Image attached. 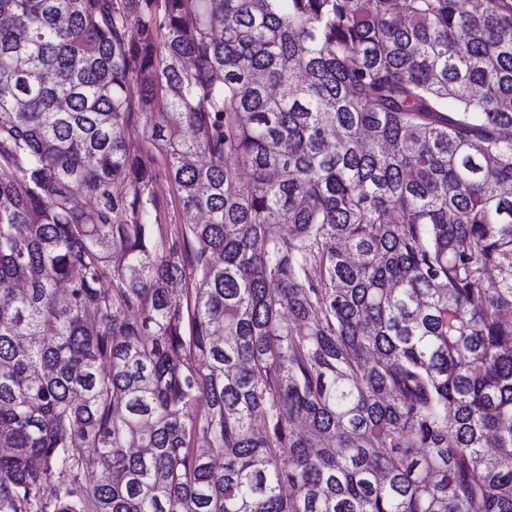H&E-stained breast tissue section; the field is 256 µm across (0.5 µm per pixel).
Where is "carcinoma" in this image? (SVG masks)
Listing matches in <instances>:
<instances>
[{
  "label": "carcinoma",
  "mask_w": 512,
  "mask_h": 512,
  "mask_svg": "<svg viewBox=\"0 0 512 512\" xmlns=\"http://www.w3.org/2000/svg\"><path fill=\"white\" fill-rule=\"evenodd\" d=\"M0 512H512V0H0ZM156 192L168 202L167 208L162 214V231L165 236L170 237L184 228L183 216L176 202V191L169 181L161 177L156 184Z\"/></svg>",
  "instance_id": "cac0c4a2"
}]
</instances>
